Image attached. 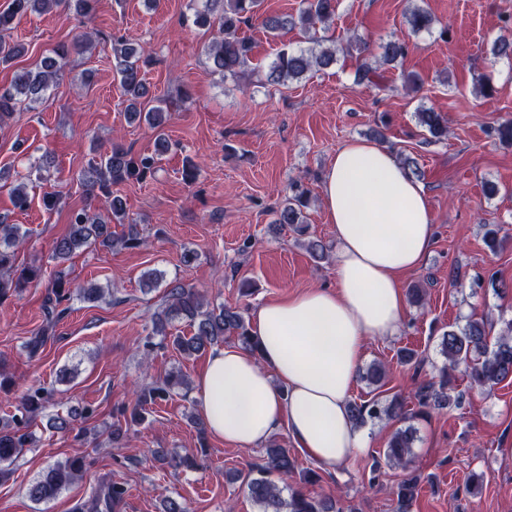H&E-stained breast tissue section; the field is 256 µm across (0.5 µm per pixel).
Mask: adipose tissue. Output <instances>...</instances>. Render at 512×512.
Here are the masks:
<instances>
[{
  "label": "adipose tissue",
  "instance_id": "ef3b65f1",
  "mask_svg": "<svg viewBox=\"0 0 512 512\" xmlns=\"http://www.w3.org/2000/svg\"><path fill=\"white\" fill-rule=\"evenodd\" d=\"M321 202L338 247L335 287L258 306L255 350H213L194 396L208 432L225 444L258 448L284 427L296 448L333 469L367 447L348 409L355 374L367 339L400 329L401 276L421 266L435 230L423 186L374 142L353 140L337 151Z\"/></svg>",
  "mask_w": 512,
  "mask_h": 512
}]
</instances>
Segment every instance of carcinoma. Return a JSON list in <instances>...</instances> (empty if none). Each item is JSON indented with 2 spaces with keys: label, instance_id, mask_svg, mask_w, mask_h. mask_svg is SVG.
I'll use <instances>...</instances> for the list:
<instances>
[{
  "label": "carcinoma",
  "instance_id": "cac0c4a2",
  "mask_svg": "<svg viewBox=\"0 0 512 512\" xmlns=\"http://www.w3.org/2000/svg\"><path fill=\"white\" fill-rule=\"evenodd\" d=\"M95 0H11L10 7L0 12V66L5 68L27 52L25 45L4 39L13 29L16 18L27 14H43L58 7H72L76 13L88 17L94 10ZM261 0H203L202 7L195 12L194 24L200 28L216 29V34L206 47V54L213 72L224 79L240 80L248 72L253 55L254 43L241 35V25L256 21L272 36L298 28L308 34L310 46L299 50H281L270 62L265 72L269 85H287L300 81L315 69H326L336 64V47L326 45L327 36L317 35L318 30H328L336 16V0H303V7L297 15L262 14ZM403 25L414 34L433 32L435 18L425 8L414 5L403 14ZM113 68L115 69L126 101V111L131 118L138 117L159 131L154 152L131 155L123 145L117 143L112 149L93 159L79 178L80 186L87 196L100 192L109 199L112 217L125 216L124 199L112 192V186L129 180L144 181L155 176L160 156L168 152L170 144L164 137L163 129L168 113L159 105H152L149 88L144 80V67L148 58L142 49L122 38H111ZM351 48L362 57L355 72L356 83L370 84L378 89L385 87L382 65H391L403 60L408 54L409 43L393 36L380 45L381 54H372L370 44L357 38ZM491 55L495 59H512V35L499 36L492 45ZM69 60V48L61 45L52 54L39 60L35 67L15 72L10 87L0 89V118L14 112L17 105L45 103L51 90L63 76ZM420 127L430 138L440 141L448 137V118L443 112L421 106L415 112ZM291 195L278 211L277 221L288 224L303 235V208L308 202V190L296 180L290 184ZM28 231L19 224L0 221V301L8 299L11 293L35 279L44 276L42 268H18L16 256L25 243ZM99 244L106 248L140 246L136 228H130L127 235L112 237L107 220L83 207L72 211L67 231L54 242L51 259L55 270L50 273L53 308L47 311V323L53 325L66 313L62 303L76 295L83 301H96L103 297L105 290L94 284L77 285L75 292L63 291L67 277L61 268L77 250ZM185 320L194 328V334L168 336V329L175 321ZM170 339L173 347L184 355L202 352L226 336H234L238 343L255 350L250 334V324L242 312L231 306L209 307L194 289L176 280L167 284L165 306L158 311L152 322L151 333L144 343L147 350L156 346L153 338ZM489 331L483 320H469L464 325L449 329L440 337V352L446 364L439 380L419 384L411 391L417 401L418 410L409 412L403 399L388 403L374 396L365 401H352L349 410L354 423L363 426L374 420L390 419L410 415L430 416L442 412L458 403L454 382L456 373L461 371L471 385L481 389H493L504 381L512 379V319L502 321L494 347L488 346ZM386 366L381 362L369 365L363 373L368 386L378 389L384 385ZM185 381L178 373L165 377L144 387L131 412V421L144 419L146 407L164 401L175 394ZM47 399L39 389L29 391L22 398L17 413L11 419L0 423V481L11 474V466L23 449L33 444V438L22 432L28 422L46 408ZM417 441V431L408 426L395 431L384 449L386 461L402 469L407 468L409 456ZM297 461L290 449L278 444L266 448L263 462L246 473L233 474L232 480L240 483L248 497L260 508V512H340L332 496L312 497L301 490L284 492L271 476L277 474L287 479L295 472ZM85 461L79 458L57 461L49 465L29 490L30 497L37 503L55 499L59 493L82 476ZM419 494L418 478L412 475L400 481L394 491L396 512H410Z\"/></svg>",
  "mask_w": 512,
  "mask_h": 512
}]
</instances>
